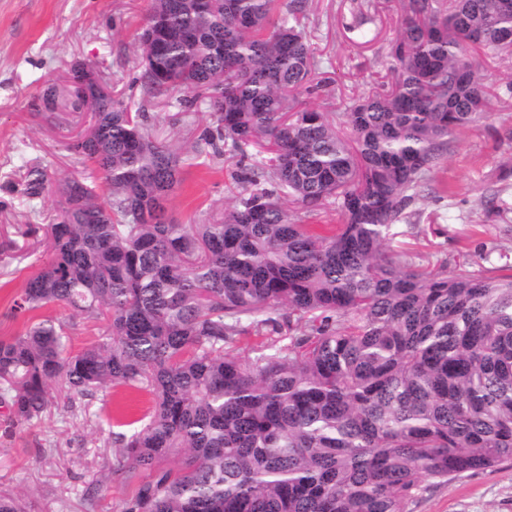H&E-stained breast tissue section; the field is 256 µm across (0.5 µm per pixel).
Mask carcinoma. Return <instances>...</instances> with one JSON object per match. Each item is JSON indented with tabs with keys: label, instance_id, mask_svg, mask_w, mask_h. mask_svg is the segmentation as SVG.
Returning a JSON list of instances; mask_svg holds the SVG:
<instances>
[{
	"label": "carcinoma",
	"instance_id": "1",
	"mask_svg": "<svg viewBox=\"0 0 512 512\" xmlns=\"http://www.w3.org/2000/svg\"><path fill=\"white\" fill-rule=\"evenodd\" d=\"M506 1L400 0L390 81L337 113L300 101L322 88L307 0L278 17L276 0H151L141 84L204 95L198 143L237 158L238 196L206 224L170 220L151 203L196 156L101 102L97 138L68 144L100 182L65 178L57 221L17 229L50 254L11 314L54 304L106 327L76 354L53 319L0 338L12 422L148 390L147 421L112 434L107 479L154 472L121 512H408L428 481L511 462L512 275L390 246L455 135L489 118L472 61L512 58ZM42 101L57 120L55 91ZM331 199V233L292 220ZM243 335L264 342L241 356ZM0 512L26 505L0 492Z\"/></svg>",
	"mask_w": 512,
	"mask_h": 512
}]
</instances>
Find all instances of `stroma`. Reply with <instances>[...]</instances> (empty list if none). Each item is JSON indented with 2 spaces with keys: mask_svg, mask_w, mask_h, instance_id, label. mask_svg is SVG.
<instances>
[{
  "mask_svg": "<svg viewBox=\"0 0 512 512\" xmlns=\"http://www.w3.org/2000/svg\"><path fill=\"white\" fill-rule=\"evenodd\" d=\"M151 0H0V235L24 224H49L58 216L56 180L90 169L68 151V143L91 122L90 112L64 108L61 125L41 122L42 96L56 88L66 98L72 68H92L112 91L143 112L153 132L193 151L208 119L204 100L183 102L182 92L148 95L139 81L137 35ZM365 13L362 28L351 25ZM400 23L396 0H308L305 25L317 75L330 79L328 98H307L311 107L345 112L388 81L387 55ZM488 120L463 129L436 171L428 191L411 207L409 222L396 226L391 245L456 264L470 259L474 273L512 274V186L502 187L500 165L512 156L504 132L512 128V93L500 89ZM45 169L53 185L31 199L24 182L31 168ZM234 159L203 154L182 174L168 202L180 224H203L233 203ZM499 194L506 205L487 217L484 199ZM49 258L46 247L24 256L0 252V336L25 332L26 318L8 311L30 275ZM38 317L66 321L71 351L96 340L103 323L71 316L56 305ZM152 409L144 390L109 388L87 399H58L41 420L12 425L0 406V490L21 493L28 512H119L135 486L106 481L112 435L139 429ZM410 512H512V466L465 475L428 486Z\"/></svg>",
  "mask_w": 512,
  "mask_h": 512,
  "instance_id": "stroma-1",
  "label": "stroma"
}]
</instances>
